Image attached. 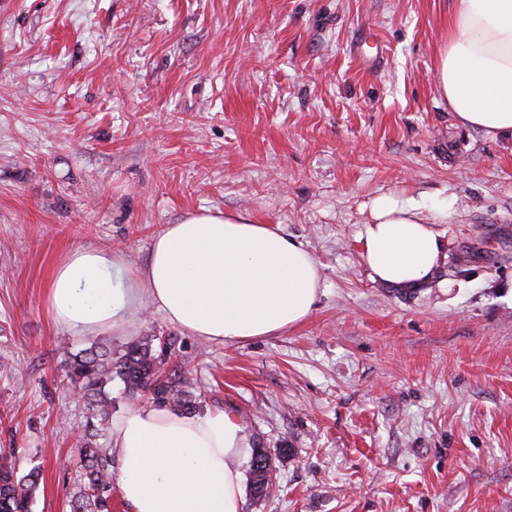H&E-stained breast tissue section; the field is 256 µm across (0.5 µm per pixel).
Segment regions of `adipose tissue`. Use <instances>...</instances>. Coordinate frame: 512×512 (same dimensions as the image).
Instances as JSON below:
<instances>
[{
	"mask_svg": "<svg viewBox=\"0 0 512 512\" xmlns=\"http://www.w3.org/2000/svg\"><path fill=\"white\" fill-rule=\"evenodd\" d=\"M435 77L461 125L512 133V0H456ZM425 208L394 193L373 200L372 221L357 235L372 280L416 286L438 268L444 245ZM322 286L303 242L269 224L201 210L166 225L138 270L109 250H70L53 270L46 302L55 324L92 336L123 329L146 297L185 333L226 343L302 323ZM110 443L131 512H242L251 442L224 412L144 403L113 422Z\"/></svg>",
	"mask_w": 512,
	"mask_h": 512,
	"instance_id": "obj_1",
	"label": "adipose tissue"
}]
</instances>
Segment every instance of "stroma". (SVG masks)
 Segmentation results:
<instances>
[{
  "label": "stroma",
  "mask_w": 512,
  "mask_h": 512,
  "mask_svg": "<svg viewBox=\"0 0 512 512\" xmlns=\"http://www.w3.org/2000/svg\"><path fill=\"white\" fill-rule=\"evenodd\" d=\"M455 0H0V449L42 467L32 512H72L110 423L66 359L172 336L195 410L234 416L276 482L243 512H512V134L437 88ZM447 201L416 287L371 280L382 194ZM205 208L279 226L319 264L311 316L214 343L143 304L79 336L45 295L71 249L145 266Z\"/></svg>",
  "instance_id": "35a3bbf8"
}]
</instances>
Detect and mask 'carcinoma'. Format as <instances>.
Masks as SVG:
<instances>
[{
	"label": "carcinoma",
	"mask_w": 512,
	"mask_h": 512,
	"mask_svg": "<svg viewBox=\"0 0 512 512\" xmlns=\"http://www.w3.org/2000/svg\"><path fill=\"white\" fill-rule=\"evenodd\" d=\"M175 340L170 337H146L128 344L119 356L110 350L85 349L69 359L67 375L73 392L80 396L96 397L99 416L107 420L111 415L112 398L105 387L119 379L125 394L131 399L148 396L155 404L167 405L183 412L194 408L190 392L182 382L165 374L163 366L172 354ZM83 468V494L77 499V510L94 507L96 512H109L112 497V464L103 457L99 448L86 443L79 449ZM271 466L251 469V488L254 496L261 491ZM40 472L36 469L20 476L8 456L0 457V512H31L40 488Z\"/></svg>",
	"instance_id": "1"
}]
</instances>
